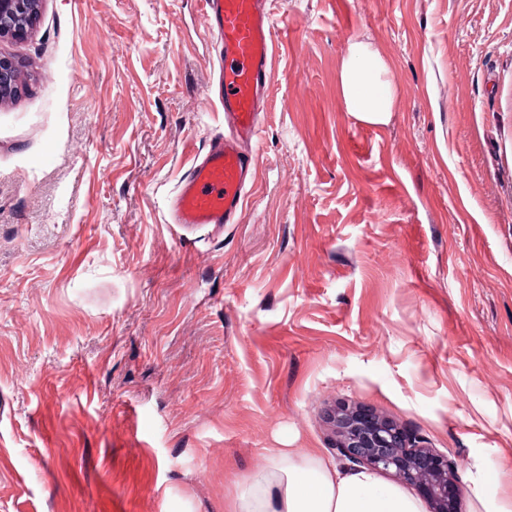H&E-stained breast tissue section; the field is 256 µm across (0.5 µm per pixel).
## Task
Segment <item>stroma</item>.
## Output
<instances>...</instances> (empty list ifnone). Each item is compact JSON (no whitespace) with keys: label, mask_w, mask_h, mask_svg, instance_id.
Wrapping results in <instances>:
<instances>
[{"label":"stroma","mask_w":512,"mask_h":512,"mask_svg":"<svg viewBox=\"0 0 512 512\" xmlns=\"http://www.w3.org/2000/svg\"><path fill=\"white\" fill-rule=\"evenodd\" d=\"M239 223L168 204L224 131L197 0H44L0 41V512H233L371 408L512 512V0H268ZM387 64L385 123L343 62ZM385 61L362 44L350 47L341 72L342 92L351 112L368 123H384L393 106L390 84L382 80ZM20 65L8 56L0 54V102L4 96L12 97L19 90Z\"/></svg>","instance_id":"obj_1"}]
</instances>
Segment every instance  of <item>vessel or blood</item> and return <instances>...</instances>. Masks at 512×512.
<instances>
[{
	"instance_id": "vessel-or-blood-1",
	"label": "vessel or blood",
	"mask_w": 512,
	"mask_h": 512,
	"mask_svg": "<svg viewBox=\"0 0 512 512\" xmlns=\"http://www.w3.org/2000/svg\"><path fill=\"white\" fill-rule=\"evenodd\" d=\"M218 48L222 135L198 153L171 200L170 221L186 227L235 224L252 177L249 149L271 78L275 21L264 0H198Z\"/></svg>"
}]
</instances>
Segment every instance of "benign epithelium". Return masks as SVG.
Returning a JSON list of instances; mask_svg holds the SVG:
<instances>
[{
  "label": "benign epithelium",
  "instance_id": "1",
  "mask_svg": "<svg viewBox=\"0 0 512 512\" xmlns=\"http://www.w3.org/2000/svg\"><path fill=\"white\" fill-rule=\"evenodd\" d=\"M42 0H0V39H27ZM20 65L0 54V102L19 89ZM335 447L346 460L394 476L413 487L429 512H463L464 496L453 480L448 459L419 445L395 421L366 408L341 404L330 414Z\"/></svg>",
  "mask_w": 512,
  "mask_h": 512
}]
</instances>
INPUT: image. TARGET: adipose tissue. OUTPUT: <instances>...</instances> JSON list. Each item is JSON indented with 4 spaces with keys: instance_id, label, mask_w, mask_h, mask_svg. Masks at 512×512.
<instances>
[{
    "instance_id": "ef3b65f1",
    "label": "adipose tissue",
    "mask_w": 512,
    "mask_h": 512,
    "mask_svg": "<svg viewBox=\"0 0 512 512\" xmlns=\"http://www.w3.org/2000/svg\"><path fill=\"white\" fill-rule=\"evenodd\" d=\"M387 65L376 53L355 43L343 64V96L365 122H385L393 106ZM234 512H424L421 500L379 473L361 468L338 471L315 452L278 451L240 489Z\"/></svg>"
}]
</instances>
